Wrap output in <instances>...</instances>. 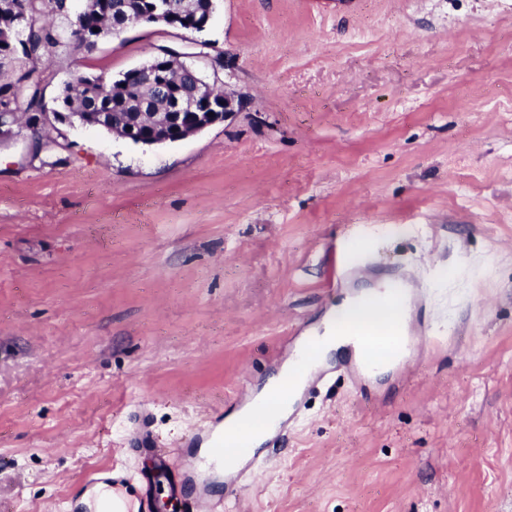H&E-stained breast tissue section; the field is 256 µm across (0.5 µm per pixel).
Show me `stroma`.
<instances>
[{"instance_id": "stroma-1", "label": "stroma", "mask_w": 512, "mask_h": 512, "mask_svg": "<svg viewBox=\"0 0 512 512\" xmlns=\"http://www.w3.org/2000/svg\"><path fill=\"white\" fill-rule=\"evenodd\" d=\"M202 39L245 110L161 145L60 123L0 147V512H90L89 476L170 501L160 451L214 512H512V0H220ZM193 40L60 49L45 102ZM333 247L357 269L330 293ZM393 275L431 346L329 361L229 494L213 434Z\"/></svg>"}]
</instances>
